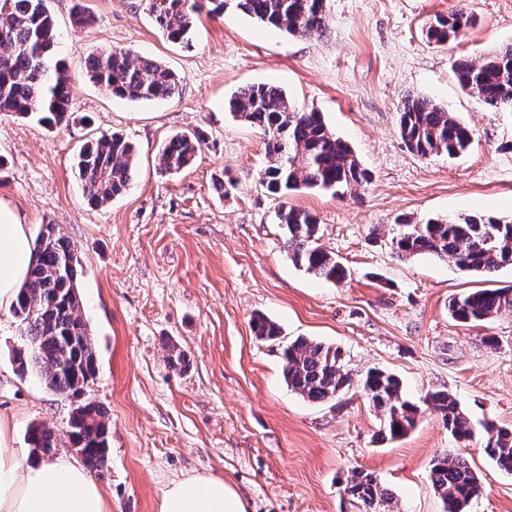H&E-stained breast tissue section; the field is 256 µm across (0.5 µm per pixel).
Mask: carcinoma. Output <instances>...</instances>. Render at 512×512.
Masks as SVG:
<instances>
[{"label":"carcinoma","mask_w":512,"mask_h":512,"mask_svg":"<svg viewBox=\"0 0 512 512\" xmlns=\"http://www.w3.org/2000/svg\"><path fill=\"white\" fill-rule=\"evenodd\" d=\"M291 35L319 36L326 28L325 0H148L154 25L167 39L189 44L195 15L202 9L220 16L227 7ZM473 24L459 9L435 17L428 37L437 43L456 39ZM59 32L48 0H11L10 11L0 14V112L6 115L38 116L41 123L59 126L71 112V88L66 67L57 58ZM88 79L106 93L130 101L166 99L178 93L176 74L161 62L130 50L114 49L89 56ZM453 71L460 88L477 96L491 112L512 111V45L474 63L459 59ZM235 116L261 130L268 164L262 186L279 198L301 187L322 189L337 195L368 180L349 144L331 132L318 112H298L282 89L271 84L240 90L228 102ZM399 132L405 146L421 156L456 155L471 144V130L451 112L420 96H407L398 112ZM200 147L199 138L177 135L156 155L160 173L187 168ZM135 147L117 133L90 138L78 153L77 174L87 203L108 204L125 194L134 179ZM279 223L286 230L285 245L291 260L327 281L340 282L347 271L334 256L316 245L317 220L307 211L281 203ZM392 238L399 258L428 254L451 258L463 272L490 276L512 267V219L485 215L429 219L421 224L405 220ZM38 258L11 311L25 326L34 358L16 354L18 370L26 372L28 361L38 367L48 387L78 398L85 380L81 369L97 371V358L88 328L81 315L77 287L78 259L75 246L47 226L37 238ZM512 311V288H485L453 297L448 311L460 323H479L502 311ZM254 335L261 341L281 342L280 325L264 315L253 320ZM284 379L292 391L310 401L335 398L351 385L341 352L322 342L299 338L281 346ZM372 406L382 412L381 440H396L415 428L422 407L438 411L453 438L468 440L473 424L457 401L445 391L425 396L423 405L402 395L400 381L382 370L369 371L362 383ZM485 449L499 469L512 473V428H486ZM32 454L50 456L60 438L42 425L29 428ZM66 444L85 463L97 470L108 462L109 423L98 404L70 416ZM430 479L445 512H466L480 492V482L469 464L459 456L443 453L430 464ZM344 492L362 504L364 512L390 493L373 474L351 471Z\"/></svg>","instance_id":"carcinoma-1"}]
</instances>
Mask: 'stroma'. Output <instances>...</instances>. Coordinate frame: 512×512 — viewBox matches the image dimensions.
I'll return each instance as SVG.
<instances>
[{
  "label": "stroma",
  "mask_w": 512,
  "mask_h": 512,
  "mask_svg": "<svg viewBox=\"0 0 512 512\" xmlns=\"http://www.w3.org/2000/svg\"><path fill=\"white\" fill-rule=\"evenodd\" d=\"M49 2L75 119L49 128L0 113V200L32 235L50 224L77 249L98 366L89 398L110 421L108 467L94 478L111 512H159L166 486L192 474L224 478L249 512H363L343 491L354 469L388 490L380 512H443L429 477L443 452L463 457L480 479L468 512H512V473L487 455L484 431L512 428V312L474 326L448 313L453 296L512 286V267L483 276L391 248L405 218L512 216V112L489 111L453 72L457 59L477 62L512 45V0H326V31L314 38L228 8L196 17L189 50L162 36L145 0ZM458 8L472 27L429 41L435 16ZM105 49L160 60L178 76V94L110 96L84 68L88 54ZM260 83L321 113L369 171L343 194L300 189L286 199L317 218L318 245L348 270L342 282L290 259L281 201L261 185L265 136L228 109L231 96ZM409 94L464 122L469 149L453 158L410 152L397 122ZM103 132L136 146L137 175L125 195L95 208L75 163L80 146ZM180 133L200 136V152L188 168L158 173V148ZM260 314L285 340L339 348L350 388L315 403L288 388L278 347L252 331ZM175 348L187 369L170 365ZM30 349L0 309V418L10 419L21 458L31 454L29 425L65 433L74 408L34 371L17 372L15 353ZM374 368L396 376L411 401L451 394L474 437L455 440L428 411L401 441H379L380 415L360 387Z\"/></svg>",
  "instance_id": "1"
}]
</instances>
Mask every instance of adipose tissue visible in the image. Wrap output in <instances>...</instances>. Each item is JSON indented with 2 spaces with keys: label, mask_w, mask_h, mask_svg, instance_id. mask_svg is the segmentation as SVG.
<instances>
[{
  "label": "adipose tissue",
  "mask_w": 512,
  "mask_h": 512,
  "mask_svg": "<svg viewBox=\"0 0 512 512\" xmlns=\"http://www.w3.org/2000/svg\"><path fill=\"white\" fill-rule=\"evenodd\" d=\"M37 257L36 240L9 204L0 201V308L12 305ZM0 420V512H107L103 491L67 455L22 460L9 447ZM160 512H249L246 500L224 479L207 474L172 481Z\"/></svg>",
  "instance_id": "ef3b65f1"
}]
</instances>
